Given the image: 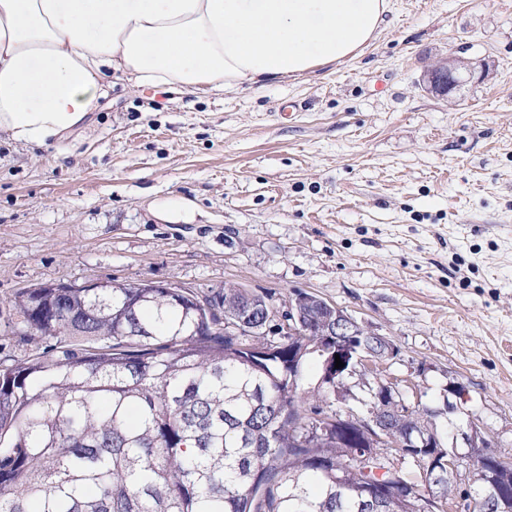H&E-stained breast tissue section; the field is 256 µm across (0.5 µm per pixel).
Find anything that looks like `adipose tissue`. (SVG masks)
<instances>
[{
  "instance_id": "1",
  "label": "adipose tissue",
  "mask_w": 512,
  "mask_h": 512,
  "mask_svg": "<svg viewBox=\"0 0 512 512\" xmlns=\"http://www.w3.org/2000/svg\"><path fill=\"white\" fill-rule=\"evenodd\" d=\"M390 0H0V133L84 126L113 79L196 95L261 88L360 55Z\"/></svg>"
}]
</instances>
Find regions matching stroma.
Segmentation results:
<instances>
[{
	"instance_id": "1",
	"label": "stroma",
	"mask_w": 512,
	"mask_h": 512,
	"mask_svg": "<svg viewBox=\"0 0 512 512\" xmlns=\"http://www.w3.org/2000/svg\"><path fill=\"white\" fill-rule=\"evenodd\" d=\"M391 4L359 56L298 78L202 98L117 79L64 140L1 133L0 361L45 347L11 307L43 283L303 291L391 340L409 404L512 459V0ZM461 47L493 75L425 90Z\"/></svg>"
}]
</instances>
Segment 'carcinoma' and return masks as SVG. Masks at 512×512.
Returning <instances> with one entry per match:
<instances>
[{"instance_id": "obj_1", "label": "carcinoma", "mask_w": 512, "mask_h": 512, "mask_svg": "<svg viewBox=\"0 0 512 512\" xmlns=\"http://www.w3.org/2000/svg\"><path fill=\"white\" fill-rule=\"evenodd\" d=\"M224 314L264 324L240 288L211 298ZM12 307L22 327L52 344L0 364V512H368L361 493L378 477L365 448L422 467L425 490L398 472L386 512H424L428 495L463 498L461 512H499L492 489H512V466L487 448L460 455L475 482L448 479V447L402 448L407 436L445 442L437 411L383 394L359 365L326 375L312 350L329 329L307 306L309 335L224 336L215 315L182 288L106 280L93 288H26ZM317 363L311 384L305 365ZM367 389L387 405L393 439L352 438L331 428L316 442L305 427L336 414L333 400Z\"/></svg>"}]
</instances>
